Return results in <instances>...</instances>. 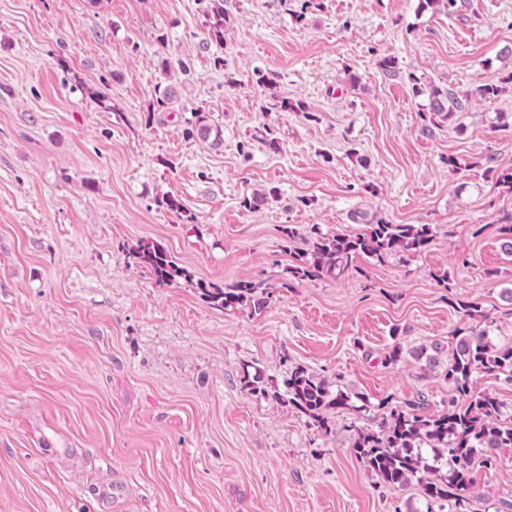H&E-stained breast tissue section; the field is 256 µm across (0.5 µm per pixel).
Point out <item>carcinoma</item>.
<instances>
[{
    "mask_svg": "<svg viewBox=\"0 0 512 512\" xmlns=\"http://www.w3.org/2000/svg\"><path fill=\"white\" fill-rule=\"evenodd\" d=\"M209 39L224 42L226 13L224 0H207ZM177 97L171 85L157 87L152 111H164ZM462 109V103L437 88L429 92L428 110L442 120L451 119ZM189 133L212 144H222V131L209 122L203 112H196V121ZM429 224H367L354 235H329L311 230L309 248L291 252L289 272L300 280L330 277L340 279L350 272L360 271L358 261L367 258L384 263L397 254L418 255L433 241ZM136 265L151 269L156 282L171 285L188 279V270L156 243H142L129 252ZM202 295L210 304L221 309L248 306L259 313L267 306L265 297L257 294L258 286L239 281L222 287L200 283ZM452 307L462 316L474 320L481 313L480 303L452 300ZM455 352L444 370V377L453 386L456 396L448 400V408L432 414L423 413L419 406L377 405L379 417L372 427L356 430L352 448L356 456L387 487L399 488L417 482L422 503L412 512H436L450 503L460 512L466 498L462 491L472 484L470 464L478 457L490 464L492 454L500 448H512V418L502 419L505 403L496 395L472 393V374L479 370L492 376H506L512 381V346L500 347L486 328H472L468 333L458 329ZM242 388L267 394L264 375L259 369L244 370ZM279 402L306 416L312 425L328 430V415L333 410L369 411L372 404L364 397L352 396L341 385L333 384L308 372L303 367L288 370L283 390H275Z\"/></svg>",
    "mask_w": 512,
    "mask_h": 512,
    "instance_id": "cac0c4a2",
    "label": "carcinoma"
}]
</instances>
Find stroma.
<instances>
[{"mask_svg":"<svg viewBox=\"0 0 512 512\" xmlns=\"http://www.w3.org/2000/svg\"><path fill=\"white\" fill-rule=\"evenodd\" d=\"M224 7L219 44L203 0H0V512H410L420 487L387 488L354 454L372 414L336 412L321 430L242 389L243 368L278 386L299 365L437 412L453 394L451 332L470 326L450 298L479 302L493 342L512 346L498 234L512 193L484 176L512 171V0ZM492 79L499 94L481 97ZM161 84L177 98L154 112ZM434 87L463 105L438 124ZM285 98L305 111H281ZM198 110L220 146L187 136ZM263 126L276 148L252 140ZM269 190L259 210L240 206ZM166 195L189 218L159 208ZM380 221L431 225L434 240L342 280L289 276L282 225ZM143 242L192 281L157 285L129 258ZM241 280L269 292L262 312L198 288ZM396 343L404 358L385 364ZM471 476V512H512V448Z\"/></svg>","mask_w":512,"mask_h":512,"instance_id":"1","label":"stroma"}]
</instances>
